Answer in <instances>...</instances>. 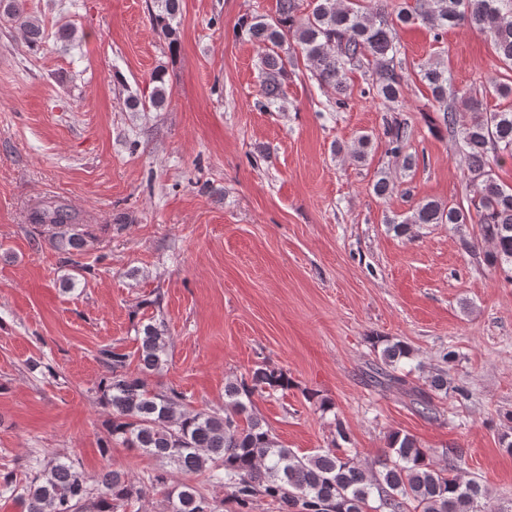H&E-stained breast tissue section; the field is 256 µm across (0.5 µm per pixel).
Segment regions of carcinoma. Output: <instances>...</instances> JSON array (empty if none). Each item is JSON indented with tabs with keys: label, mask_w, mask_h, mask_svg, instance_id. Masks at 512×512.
<instances>
[{
	"label": "carcinoma",
	"mask_w": 512,
	"mask_h": 512,
	"mask_svg": "<svg viewBox=\"0 0 512 512\" xmlns=\"http://www.w3.org/2000/svg\"><path fill=\"white\" fill-rule=\"evenodd\" d=\"M150 13L153 30L177 42V17L182 0H156ZM0 15L21 29L31 49L42 48L49 33L26 10V0H0ZM422 23L445 33L448 27L467 22L490 34L497 58L512 69V0H403L395 15L382 6L367 11L358 0H276L272 14L254 12L238 23L236 33L260 45L262 92L266 106L280 107L281 86L288 65L299 54L319 85L336 93V107L345 104L347 73L371 74L370 90L388 103L404 102L405 80L398 59L397 27ZM420 80L437 104L445 131L458 143L470 184L478 201L469 209L436 199H422L410 215L393 219L396 231L408 224H474L478 237L493 245L488 262L499 267L512 282V187L498 182L495 168L512 158V110L488 112L476 96L450 94L452 75L441 62H426L419 68ZM155 83L150 105L162 109L169 96L163 73ZM469 112L467 120L457 112ZM383 136L388 152L404 172L417 165L409 152L408 124L396 118L385 120ZM396 189L387 172H377L373 191L385 197ZM30 223L51 226L49 244L75 270L91 267L79 260L93 235L89 225L78 224L61 204L35 208ZM139 346L137 371H130L131 355L116 347L99 350L98 359L109 376L98 390L101 404L110 412V436L137 452L161 462V467L134 481L123 469H105L87 474L79 462L56 459L44 463L34 456L24 482L0 476V492L14 494L24 512H126L134 501L161 495L163 512H218L216 500L198 487L173 481L174 474L208 472L209 485L226 489L237 512H252V505L265 499L277 512H367L378 501L377 512H483L485 490L479 482H463L453 475L455 466L441 468L432 453L408 434L391 433L384 455L364 467L340 448L299 456L279 444L267 423L254 411L257 394L285 391L291 380L281 369L263 361L246 376L224 386V406L194 409L186 395L174 387L154 391L147 377L168 366V336L164 322L151 320L135 328ZM385 365L381 374L404 384L397 365L412 356L402 341L376 337ZM429 391L416 390L414 401L420 413L433 414L431 393L453 392L465 398L460 387H448V378L438 373L428 379Z\"/></svg>",
	"instance_id": "cac0c4a2"
}]
</instances>
